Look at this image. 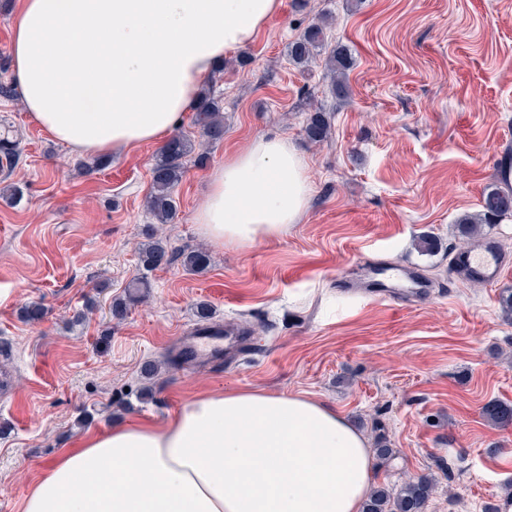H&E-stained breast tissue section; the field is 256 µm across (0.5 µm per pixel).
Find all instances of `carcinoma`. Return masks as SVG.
Listing matches in <instances>:
<instances>
[{"instance_id":"cac0c4a2","label":"carcinoma","mask_w":512,"mask_h":512,"mask_svg":"<svg viewBox=\"0 0 512 512\" xmlns=\"http://www.w3.org/2000/svg\"><path fill=\"white\" fill-rule=\"evenodd\" d=\"M328 19L322 17L309 24L303 33L288 44V60L297 67L306 68L321 56L325 48ZM325 68L329 72L331 93L338 100L350 96L347 74L353 66L351 54L344 46H338L324 57ZM224 103L223 99L206 89L202 92L193 108V125L201 136L209 142L224 139ZM329 117L322 110L310 113L304 132L314 142L325 140L330 133ZM196 150V142L184 132L173 134L158 150L152 168V183L147 198L149 214L158 224H170L178 215L175 189L185 173V163ZM19 152V140L0 135V156L6 164H12ZM512 217V191L504 192L498 188L488 190L482 201L481 213L475 216H462L457 220L459 234L463 238H473L480 224H498ZM147 242L139 248L140 264L145 272L152 271L172 260L167 246L155 237L152 225L145 230ZM183 267L191 272L203 273L211 264V255L203 248L184 251L180 254ZM149 287L147 275L135 278L129 285L124 297L112 304V317L121 320L127 314L130 304L136 302L143 289ZM485 416L494 424L507 426L512 424V407L500 403H490L484 408ZM435 491L434 479L427 476L410 480L392 493L385 487L371 491L364 512H425L428 501Z\"/></svg>"}]
</instances>
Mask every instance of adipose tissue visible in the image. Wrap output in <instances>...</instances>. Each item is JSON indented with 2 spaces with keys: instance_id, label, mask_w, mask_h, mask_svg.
Segmentation results:
<instances>
[{
  "instance_id": "obj_1",
  "label": "adipose tissue",
  "mask_w": 512,
  "mask_h": 512,
  "mask_svg": "<svg viewBox=\"0 0 512 512\" xmlns=\"http://www.w3.org/2000/svg\"><path fill=\"white\" fill-rule=\"evenodd\" d=\"M13 79L29 118L64 145L110 155L158 143L225 52L281 0H20ZM310 187L299 154L254 139L214 173L196 221L217 245L282 235ZM373 453L315 399L210 392L170 420L89 432L46 463L20 512H361Z\"/></svg>"
}]
</instances>
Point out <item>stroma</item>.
<instances>
[{
	"label": "stroma",
	"instance_id": "35a3bbf8",
	"mask_svg": "<svg viewBox=\"0 0 512 512\" xmlns=\"http://www.w3.org/2000/svg\"><path fill=\"white\" fill-rule=\"evenodd\" d=\"M323 12L329 44L355 59L346 101L323 63L304 72L288 61L289 43ZM213 89L224 138L187 162L178 217L159 228L169 250L206 248L211 265L197 274L176 258L149 272L147 296L120 321L110 306L142 273L158 144L84 174L81 154L19 97H0V131L22 136L15 164L0 166L19 190L0 198V349L16 370L0 397V512H20L44 464L85 432L163 423L197 394L236 388L308 395L368 442L385 438L394 456L376 463V484L395 492L433 477L426 512H506L512 425L483 410L512 406V321L500 306L512 264L487 286L454 274L449 253L457 219L478 213L492 184L512 183V0H282L252 43L225 53ZM316 108L331 124L320 143L304 133ZM261 136L303 158L307 208L279 238L212 244L196 222L210 177ZM424 235L436 253L421 251ZM408 264L426 295L361 294L371 267ZM200 302L212 321L244 327L251 349L219 367L176 366ZM32 303L45 310L37 324L22 318Z\"/></svg>",
	"mask_w": 512,
	"mask_h": 512
}]
</instances>
